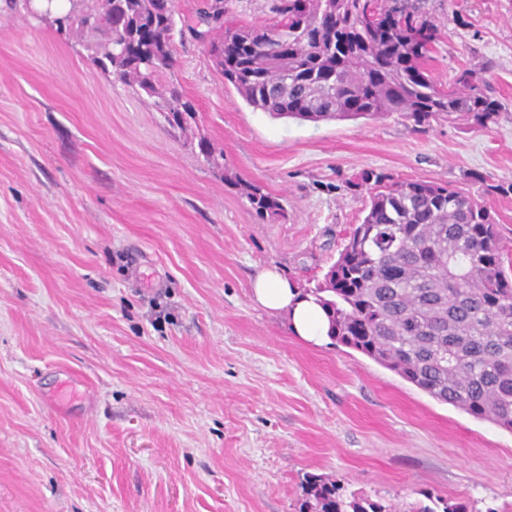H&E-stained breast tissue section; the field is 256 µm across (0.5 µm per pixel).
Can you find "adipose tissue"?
Instances as JSON below:
<instances>
[{"instance_id":"ef3b65f1","label":"adipose tissue","mask_w":512,"mask_h":512,"mask_svg":"<svg viewBox=\"0 0 512 512\" xmlns=\"http://www.w3.org/2000/svg\"><path fill=\"white\" fill-rule=\"evenodd\" d=\"M253 295L263 308L286 312L297 336L317 344L328 341L329 321L324 309L277 268L267 267L256 275Z\"/></svg>"}]
</instances>
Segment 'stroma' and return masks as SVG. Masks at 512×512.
I'll use <instances>...</instances> for the list:
<instances>
[{"mask_svg":"<svg viewBox=\"0 0 512 512\" xmlns=\"http://www.w3.org/2000/svg\"><path fill=\"white\" fill-rule=\"evenodd\" d=\"M425 7L433 76L482 70L506 106L492 128L273 118L186 30L185 132L0 0V512H300L308 473L393 512L429 495L512 512L511 432L252 297L269 265L322 281L368 211L367 171L480 198L512 262V194L489 190L512 181V0ZM240 180L283 215L258 216Z\"/></svg>","mask_w":512,"mask_h":512,"instance_id":"stroma-1","label":"stroma"}]
</instances>
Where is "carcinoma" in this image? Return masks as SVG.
Returning <instances> with one entry per match:
<instances>
[{
  "mask_svg": "<svg viewBox=\"0 0 512 512\" xmlns=\"http://www.w3.org/2000/svg\"><path fill=\"white\" fill-rule=\"evenodd\" d=\"M53 25L91 37L92 63L155 99L169 123L196 121L167 79L174 67V11L162 0H81ZM264 24H224V0H204L198 21L219 33L216 65L253 108L301 121L373 119L401 112L415 125L445 116L476 128L498 123L505 105L480 72L442 84L427 67L441 32L424 0H276ZM374 183L367 214L351 231L324 282L306 290L324 308L332 340L396 372L433 399L512 432V276L487 209L435 182ZM257 215L283 213L261 186L236 182ZM300 512H389L346 494L322 475L304 479ZM413 512H466L433 499Z\"/></svg>",
  "mask_w": 512,
  "mask_h": 512,
  "instance_id": "carcinoma-1",
  "label": "carcinoma"
}]
</instances>
